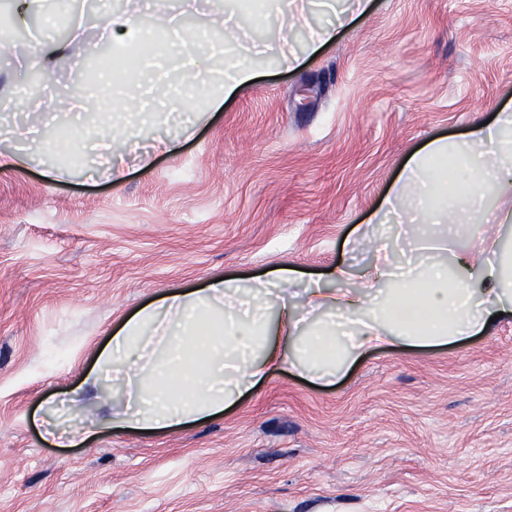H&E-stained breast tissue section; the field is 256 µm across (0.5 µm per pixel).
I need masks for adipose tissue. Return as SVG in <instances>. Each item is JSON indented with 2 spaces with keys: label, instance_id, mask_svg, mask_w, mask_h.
Here are the masks:
<instances>
[{
  "label": "adipose tissue",
  "instance_id": "ef3b65f1",
  "mask_svg": "<svg viewBox=\"0 0 512 512\" xmlns=\"http://www.w3.org/2000/svg\"><path fill=\"white\" fill-rule=\"evenodd\" d=\"M204 38L201 31L168 38L166 53L186 62L183 93L165 96L166 105L190 107L208 67L197 50ZM377 210L420 213L413 234L429 239L428 252L401 268L394 247L382 244L358 287L347 288L354 276L339 266L337 289L308 288L297 302L270 303L299 279L282 266L247 288L229 278L166 294L127 318L84 379L99 402L126 400L124 410L98 417V427L173 430L220 415L283 369L329 382L375 349L450 345L488 333L494 315L512 317L511 110L412 153ZM452 216L471 232L461 249L429 238ZM488 222L496 227L490 236L480 230Z\"/></svg>",
  "mask_w": 512,
  "mask_h": 512
}]
</instances>
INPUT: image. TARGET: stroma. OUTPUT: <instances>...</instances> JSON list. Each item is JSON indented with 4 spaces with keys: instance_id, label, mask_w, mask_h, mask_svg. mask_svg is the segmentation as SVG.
<instances>
[{
    "instance_id": "35a3bbf8",
    "label": "stroma",
    "mask_w": 512,
    "mask_h": 512,
    "mask_svg": "<svg viewBox=\"0 0 512 512\" xmlns=\"http://www.w3.org/2000/svg\"><path fill=\"white\" fill-rule=\"evenodd\" d=\"M86 36L43 69L40 13L0 52V117L27 130L38 97L15 80L83 84L100 42L90 0H70ZM231 54L256 77L200 102L191 122L129 85L135 107L99 92L129 138L177 136L143 166L67 159L88 137L67 99L38 147L0 170V512H512V318L463 342L366 354L331 384L288 371L212 420L176 431L102 430L56 446L32 422L79 389L113 330L161 295L214 277L288 266L332 287L361 271L386 232L370 218L408 155L490 121L512 102V0H373L310 53L333 22L309 0L282 66L275 5L243 11Z\"/></svg>"
}]
</instances>
